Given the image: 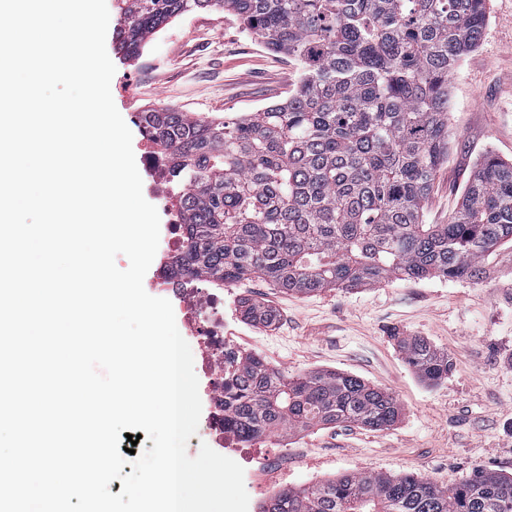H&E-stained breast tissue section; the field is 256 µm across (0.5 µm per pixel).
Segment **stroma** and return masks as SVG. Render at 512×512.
I'll use <instances>...</instances> for the list:
<instances>
[{"label": "stroma", "instance_id": "1", "mask_svg": "<svg viewBox=\"0 0 512 512\" xmlns=\"http://www.w3.org/2000/svg\"><path fill=\"white\" fill-rule=\"evenodd\" d=\"M114 103L133 131L143 195L170 221L165 190L137 133L140 112L172 107L201 117L254 112L286 97L298 73L219 9L173 20L142 55L124 58L114 36ZM448 159L425 205L424 221L447 223L484 152L512 161V0H488L479 46L449 81ZM479 280L391 279L357 290L299 296L261 278L224 287V331L245 355L288 377L317 370L356 375L391 392L399 420L376 432L353 425L261 440V454L287 452L286 486L349 473H412L442 487L477 472L512 475V247L501 246ZM248 296L274 309L275 325L245 320ZM422 336L447 353V379L430 385L409 365L398 339Z\"/></svg>", "mask_w": 512, "mask_h": 512}]
</instances>
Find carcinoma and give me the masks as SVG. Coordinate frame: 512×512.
<instances>
[{"label": "carcinoma", "mask_w": 512, "mask_h": 512, "mask_svg": "<svg viewBox=\"0 0 512 512\" xmlns=\"http://www.w3.org/2000/svg\"><path fill=\"white\" fill-rule=\"evenodd\" d=\"M212 7L299 71L285 99L199 118L150 108L139 128L177 223L181 279L263 278L288 292L366 288L393 278L471 280L512 244V163L484 154L446 224L423 221L448 155V79L481 42L486 0H117V47L139 57L173 19ZM243 317L277 313L248 297ZM399 345L419 375L448 378V354L421 336ZM396 398L348 373L288 378L263 358L224 371V423L244 442L353 424L382 431ZM260 512H512V477L451 488L412 475L345 474L288 487Z\"/></svg>", "instance_id": "carcinoma-1"}]
</instances>
